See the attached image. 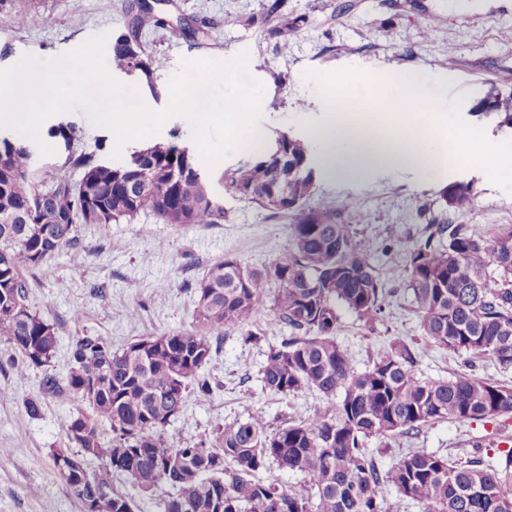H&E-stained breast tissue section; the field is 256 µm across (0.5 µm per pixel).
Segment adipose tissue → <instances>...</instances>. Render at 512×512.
<instances>
[{"label": "adipose tissue", "mask_w": 512, "mask_h": 512, "mask_svg": "<svg viewBox=\"0 0 512 512\" xmlns=\"http://www.w3.org/2000/svg\"><path fill=\"white\" fill-rule=\"evenodd\" d=\"M377 91L353 110L323 111L307 141L330 174L361 175L382 167L411 166L428 179L446 181L458 162L484 166L512 179V144L473 134L448 141L450 115L441 99L430 97L428 79L419 71L373 78Z\"/></svg>", "instance_id": "adipose-tissue-1"}]
</instances>
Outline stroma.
Returning a JSON list of instances; mask_svg holds the SVG:
<instances>
[{
  "instance_id": "stroma-1",
  "label": "stroma",
  "mask_w": 512,
  "mask_h": 512,
  "mask_svg": "<svg viewBox=\"0 0 512 512\" xmlns=\"http://www.w3.org/2000/svg\"><path fill=\"white\" fill-rule=\"evenodd\" d=\"M143 0H0V69L24 55L60 56L92 36L126 31ZM169 23L189 26L193 37L174 41L161 28L145 30L142 40L157 59L153 82L138 74L116 72L118 81L150 95L151 107L165 108L168 83L182 59L228 61L249 53V72L264 86L260 128L267 144L281 133L304 135L306 126L332 104L330 90L357 91L368 97V75L420 71L428 90L445 96L453 137L480 131L512 141V131L472 115L474 103L502 78L512 76V0H144ZM30 10L43 24L19 26L16 16ZM291 21L287 37H272L268 28ZM73 124L79 148L110 158L114 138L82 112L63 114ZM452 181L470 182L474 195L464 206L445 207L440 185L409 168L380 169L359 177L321 174L308 201L316 207L352 203L362 230L378 246L385 282V314L372 325L341 311L338 343L365 370L378 353L398 341L417 352L416 372L447 377L475 366L478 375L512 385V368L502 369L488 357L468 358L428 343L411 310L403 283L405 247L419 240L432 219L463 224L478 237H490L512 225V182L466 163L449 169ZM77 242L50 261L51 272H26L34 310L55 324L60 337L54 359L58 376L68 371L71 341L86 333L109 336L121 348L144 336L195 328L197 303L189 285L209 264L232 255L253 269L284 256L289 224L280 214L244 199L225 197L220 224H165L152 214L101 228L77 227ZM270 305L253 324L227 330L206 372L218 388L208 399L189 396L182 414L167 427L170 444L180 448L211 437L219 426L266 414L270 429L307 419L326 400L316 391L287 396L264 390L261 370L269 347L288 336ZM40 372L18 379L0 368V512H83L71 489L53 472L50 449L63 442V427L75 403L40 394ZM41 396L39 416L26 412V398ZM512 435V416L438 422L380 453L372 438L369 450L390 466L402 451L421 448L449 460L497 457L502 435Z\"/></svg>"
}]
</instances>
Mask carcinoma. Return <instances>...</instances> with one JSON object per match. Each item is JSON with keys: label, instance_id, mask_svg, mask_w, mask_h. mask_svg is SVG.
I'll list each match as a JSON object with an SVG mask.
<instances>
[{"label": "carcinoma", "instance_id": "obj_1", "mask_svg": "<svg viewBox=\"0 0 512 512\" xmlns=\"http://www.w3.org/2000/svg\"><path fill=\"white\" fill-rule=\"evenodd\" d=\"M163 21L151 10L138 14L112 43L119 71H136L153 87L155 58L141 32ZM475 115L492 116L512 130V92L490 93ZM67 144L72 124L49 130ZM285 156L275 164L257 157L227 170L225 193L262 208L293 215L288 254L251 269L226 255L209 265L193 287L198 330L145 336L121 349L100 334L76 337L70 368L61 379L52 363L59 337L52 323L29 305L26 270H49L48 261L76 242V225L107 227L150 212L164 224H221L223 202L176 145L148 147L140 168L99 164L95 154L73 149L66 171L38 176L26 143L0 140V353L25 378L41 372V390L61 401H81L64 427L66 450L79 471L58 466V478L78 499L112 489V512H136V500L154 501L158 512H397L384 508L392 489L423 512H512V448L505 463L472 458L453 465L448 457L408 450L383 468L366 448L372 438L392 440L434 422H466L512 414V386L475 373L449 378L416 373V356L405 343L382 353L363 371L336 341L342 306L373 324L384 314L385 285L375 263V244L358 225L350 205L307 207L320 173L312 147L301 137L278 136ZM473 186L454 181L440 197L448 207L470 201ZM424 239L408 246L404 283L422 337L453 353L489 356L512 365V225L488 239L461 224L428 225ZM275 285L272 311L292 334L272 346L262 369L264 388L288 395L304 389L323 394L327 407L312 418L266 430L265 414L217 428L211 438L173 447L166 428L188 393L210 396L205 366L212 331L247 326L264 305V284ZM98 462V468L89 464ZM301 472L309 486L292 491L258 474L270 464ZM117 476L135 494L114 488Z\"/></svg>", "mask_w": 512, "mask_h": 512}]
</instances>
